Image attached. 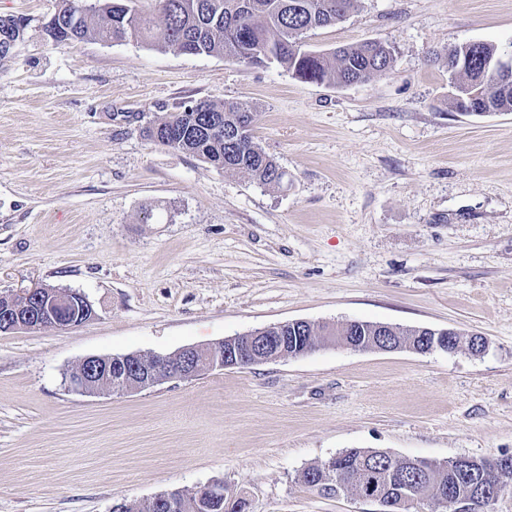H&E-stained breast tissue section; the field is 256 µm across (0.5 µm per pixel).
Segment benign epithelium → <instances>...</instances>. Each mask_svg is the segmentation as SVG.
<instances>
[{
  "label": "benign epithelium",
  "instance_id": "obj_1",
  "mask_svg": "<svg viewBox=\"0 0 512 512\" xmlns=\"http://www.w3.org/2000/svg\"><path fill=\"white\" fill-rule=\"evenodd\" d=\"M84 299L75 291H56L43 301V322L32 321L24 324L17 321L7 327L12 331L20 328L36 329L45 326L67 329L76 323L59 317V313L72 305L73 298ZM288 328L281 323L253 331L247 343L230 336L207 345L192 346L180 350L172 356L161 358L155 355L124 354L107 359L102 356L85 358L77 370L69 375L68 383L72 391L80 394H98L105 385L113 382L121 393L146 390L164 381H189L202 376L207 371L235 367V363L247 359L252 364L279 361L297 357L299 353L288 349V337L278 332ZM328 342L344 349L362 351L371 348L356 336H330ZM383 352L410 350L428 352L441 349L438 336H395L376 346ZM512 463L501 456L488 460L485 471L473 496L459 501L453 497L441 499L446 512H486L509 486L496 481V477L506 465Z\"/></svg>",
  "mask_w": 512,
  "mask_h": 512
}]
</instances>
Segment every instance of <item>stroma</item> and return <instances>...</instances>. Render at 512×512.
Wrapping results in <instances>:
<instances>
[{
    "label": "stroma",
    "mask_w": 512,
    "mask_h": 512,
    "mask_svg": "<svg viewBox=\"0 0 512 512\" xmlns=\"http://www.w3.org/2000/svg\"><path fill=\"white\" fill-rule=\"evenodd\" d=\"M61 0H0V296L83 294L70 328L0 333V512H112L220 480L249 512H378L301 480L351 448L444 462L512 454V112H457L433 50H512V0H362L309 32L376 40L350 85L136 40L54 45ZM245 99L286 171L271 188L146 129ZM292 320L487 338L475 356L310 353L130 394L67 385L89 356L173 355Z\"/></svg>",
    "instance_id": "35a3bbf8"
}]
</instances>
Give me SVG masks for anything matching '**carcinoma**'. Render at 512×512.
Segmentation results:
<instances>
[{"label":"carcinoma","mask_w":512,"mask_h":512,"mask_svg":"<svg viewBox=\"0 0 512 512\" xmlns=\"http://www.w3.org/2000/svg\"><path fill=\"white\" fill-rule=\"evenodd\" d=\"M155 9L145 13L133 0H97L91 12L81 9L83 0H63L58 16L62 30L74 45L88 38L104 42L130 39L151 41L154 28L162 26L163 43L189 55L224 56L250 65L277 62L292 76L305 83L353 84L367 82L386 73L394 61V49L378 41L342 46L330 53L305 47L309 31L333 26L354 12L360 0H154ZM501 54L490 43L470 47L468 43L433 53L432 61L448 68L456 110L466 115L512 112V69L499 66ZM259 108L246 101L217 104L200 100L175 112L146 129L156 145L187 152L224 169L245 173L268 187L282 185L286 173L256 141L254 128ZM21 311L0 302V316L10 320L17 314L33 317L39 301L20 300ZM342 332L327 325L308 330L288 329L287 336H300L310 349L324 336ZM354 336H403L404 329L379 327L362 321ZM303 481L323 492L333 485L353 493L374 484L390 494L388 512H404L400 497L410 496L416 503L440 495L464 497L471 491V476L457 470L450 461H426L419 470L404 464L387 451L352 448L336 457L304 470ZM185 500L184 512H246L244 499L237 494L199 506L197 496L175 489ZM114 512H166L163 504L151 500L143 504L120 503Z\"/></svg>","instance_id":"1"}]
</instances>
